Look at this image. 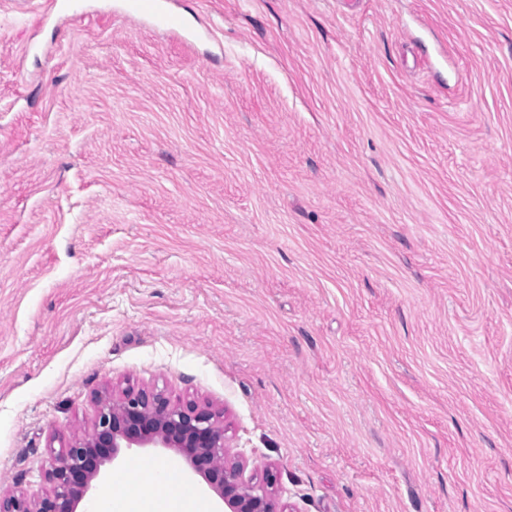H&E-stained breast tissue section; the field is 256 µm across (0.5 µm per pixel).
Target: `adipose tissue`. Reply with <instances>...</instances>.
Segmentation results:
<instances>
[{
  "instance_id": "ef3b65f1",
  "label": "adipose tissue",
  "mask_w": 512,
  "mask_h": 512,
  "mask_svg": "<svg viewBox=\"0 0 512 512\" xmlns=\"http://www.w3.org/2000/svg\"><path fill=\"white\" fill-rule=\"evenodd\" d=\"M115 493H103L88 512H210L211 505L175 465L150 462L115 473Z\"/></svg>"
}]
</instances>
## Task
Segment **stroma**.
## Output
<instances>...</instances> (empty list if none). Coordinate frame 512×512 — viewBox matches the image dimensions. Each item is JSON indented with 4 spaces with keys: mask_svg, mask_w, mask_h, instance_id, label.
I'll return each mask as SVG.
<instances>
[{
    "mask_svg": "<svg viewBox=\"0 0 512 512\" xmlns=\"http://www.w3.org/2000/svg\"><path fill=\"white\" fill-rule=\"evenodd\" d=\"M63 2L0 5V485L130 385L291 512H512V0ZM125 9L128 12L152 19L158 27L175 30L180 27V20L177 16L164 12L159 8L157 0H126Z\"/></svg>",
    "mask_w": 512,
    "mask_h": 512,
    "instance_id": "35a3bbf8",
    "label": "stroma"
}]
</instances>
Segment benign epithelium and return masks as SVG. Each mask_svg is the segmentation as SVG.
<instances>
[{
    "mask_svg": "<svg viewBox=\"0 0 512 512\" xmlns=\"http://www.w3.org/2000/svg\"><path fill=\"white\" fill-rule=\"evenodd\" d=\"M164 448L184 457L224 502V512H286L274 496L277 473L245 477V461L230 456L226 427L208 404L173 402L162 392L124 389L117 398L97 397L91 431L72 440L46 472L51 490L37 499L0 489V512H77L93 482L121 449Z\"/></svg>",
    "mask_w": 512,
    "mask_h": 512,
    "instance_id": "benign-epithelium-1",
    "label": "benign epithelium"
}]
</instances>
